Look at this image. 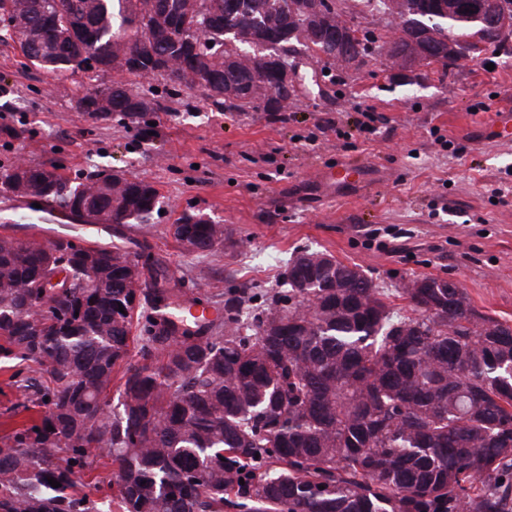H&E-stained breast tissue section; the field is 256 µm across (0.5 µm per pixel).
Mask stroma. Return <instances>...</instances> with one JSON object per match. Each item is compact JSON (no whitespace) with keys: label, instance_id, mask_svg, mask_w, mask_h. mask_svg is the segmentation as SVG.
<instances>
[{"label":"stroma","instance_id":"35a3bbf8","mask_svg":"<svg viewBox=\"0 0 512 512\" xmlns=\"http://www.w3.org/2000/svg\"><path fill=\"white\" fill-rule=\"evenodd\" d=\"M353 22L370 48L345 69L298 54L293 106L272 114L225 111L159 76H126L157 99L134 120L96 119L75 99L103 88L95 71L59 91L49 74L0 42V171L24 161L75 182L120 176L155 185L162 210L132 225L169 267L181 297L223 308L232 288L274 287L298 250H325L387 288L411 277L457 282L481 313L512 322V142L492 140L496 113L512 110V40L450 71L423 69L411 86L386 76L379 46L389 21ZM374 112L359 131L361 112ZM343 113L335 130L325 120ZM347 164L358 189L331 188L320 172ZM204 214L228 239L188 253L170 226Z\"/></svg>","mask_w":512,"mask_h":512}]
</instances>
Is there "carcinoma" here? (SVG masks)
Segmentation results:
<instances>
[{"instance_id": "1", "label": "carcinoma", "mask_w": 512, "mask_h": 512, "mask_svg": "<svg viewBox=\"0 0 512 512\" xmlns=\"http://www.w3.org/2000/svg\"><path fill=\"white\" fill-rule=\"evenodd\" d=\"M288 2L0 0V42L61 87L94 62L227 111H279L299 51L336 63L328 43L302 39ZM359 2L419 16L447 67L448 40L480 30L448 0ZM321 6L329 30L347 17L336 0ZM81 106L135 119L157 102L114 83ZM51 170L16 164L0 184L95 207L114 242L0 235V359L41 375L17 404L34 416L0 436V512H100L73 492L97 455L113 468L114 512H512V325L477 312L463 288L434 277L384 288L303 249L278 287L243 285L224 319L187 328L168 317L179 296L151 245L126 234L149 222L158 190L116 176L71 185ZM174 236L198 255L226 240L200 215Z\"/></svg>"}]
</instances>
